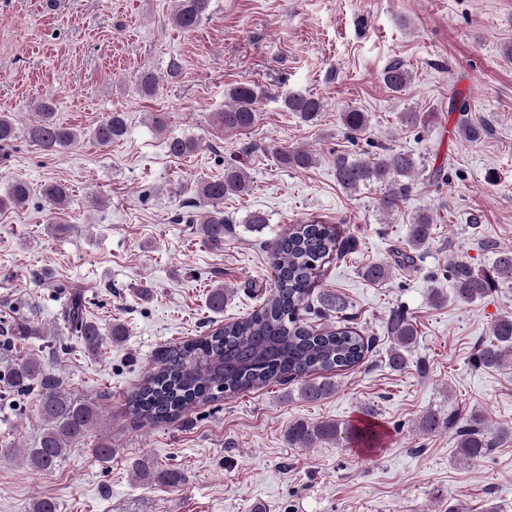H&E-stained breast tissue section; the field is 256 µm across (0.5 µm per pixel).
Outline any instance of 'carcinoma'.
Returning <instances> with one entry per match:
<instances>
[{
  "mask_svg": "<svg viewBox=\"0 0 512 512\" xmlns=\"http://www.w3.org/2000/svg\"><path fill=\"white\" fill-rule=\"evenodd\" d=\"M211 0H174L171 16L174 26L190 31L207 13ZM382 82L392 92H401L411 82V73L401 62L390 64L382 73ZM262 92L254 84L238 83L226 92L224 110L215 113V126L226 132L252 128L258 120ZM284 108L294 112L305 123L315 124L324 104L321 99L302 91H294L283 100ZM38 121L20 129L7 115H0V144L8 146L23 137L47 153H58L72 146L80 133L69 125L54 119L51 103L38 104ZM346 133L355 138L369 127V115L357 109L340 113ZM128 132L121 112H111L90 131V137L102 147L122 140ZM168 152L175 157L193 153L197 142L193 139L172 138L167 141ZM277 161L285 168L306 170L317 162L316 155L304 148L272 149ZM336 181L346 191L362 186L380 184L384 191L379 198L380 208L387 214L395 212L411 186V178L419 171L417 160L409 153H383L370 161H362L346 154L333 160ZM250 190L249 178L234 163L224 166V177L199 181L195 189L197 200L189 206L200 212L189 220L199 225L198 231L210 246L224 245V198L242 196ZM31 195L26 181L16 179L4 196L0 197V211L25 206ZM46 208L57 214L67 208L69 191L61 183H47L41 189ZM433 218L427 213L416 216L409 227V249L401 254L404 263L412 264L416 251L432 237ZM349 254V246L341 239L337 227L321 220L311 219L295 224L281 232L271 246L272 279L261 304L252 312L235 318L210 333L167 347L153 369L126 398V413L143 426L160 427L177 421L199 405L213 402L221 395L302 379L303 399L315 402L326 398L334 390V383L326 377L320 382L307 377L333 373L362 364L369 353V343L346 322L345 300L337 293L324 290L318 295L319 313L336 314V324L312 325L300 319V311L310 297L318 274L333 258ZM495 274L482 273L470 265L456 261L448 266V277L455 294L465 301L483 298L495 283V276L512 278V247L496 252ZM58 294L65 295L62 321L90 354L98 353L105 340L120 342L126 336L125 327L115 323L102 331L87 315L82 293L67 290L63 283H52ZM228 299L224 286L217 285L208 295V307L213 312L224 311ZM386 330L393 340L388 353V365L402 370L407 362L405 352L418 335L416 324L399 311L390 312ZM5 337L0 349L11 348L14 341L41 336L39 323L22 317L6 328L0 327ZM494 341L483 345L474 358L477 367H495L512 356V317L499 319L492 328ZM5 384L18 396L34 395L43 429L34 445L23 449V461L34 469L51 471L67 454L71 446L83 441L88 432L101 420L98 404L76 398L61 389L55 375L47 371L44 362L34 356L16 357L8 368ZM455 431L458 451L469 459L483 456L492 446L480 414L468 417L457 413L443 416L430 412L421 421V428L434 432L440 428ZM345 435L349 443L373 448L379 439L375 425L364 422L359 426L340 427L332 422L311 423L298 421L288 429V441L309 448L314 444ZM139 479L159 486L175 487L183 481L180 471L167 466L139 463L135 467Z\"/></svg>",
  "mask_w": 512,
  "mask_h": 512,
  "instance_id": "cac0c4a2",
  "label": "carcinoma"
}]
</instances>
